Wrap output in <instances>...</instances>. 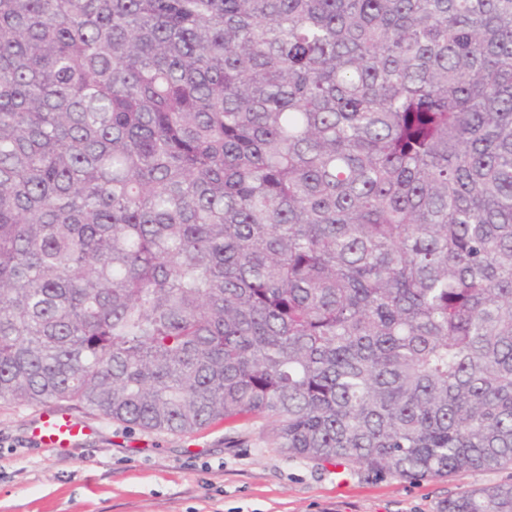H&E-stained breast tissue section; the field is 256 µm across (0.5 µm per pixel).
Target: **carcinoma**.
<instances>
[{
    "label": "carcinoma",
    "instance_id": "carcinoma-1",
    "mask_svg": "<svg viewBox=\"0 0 512 512\" xmlns=\"http://www.w3.org/2000/svg\"><path fill=\"white\" fill-rule=\"evenodd\" d=\"M2 402L512 468V0H0Z\"/></svg>",
    "mask_w": 512,
    "mask_h": 512
}]
</instances>
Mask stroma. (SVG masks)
I'll return each mask as SVG.
<instances>
[{"instance_id": "stroma-1", "label": "stroma", "mask_w": 512, "mask_h": 512, "mask_svg": "<svg viewBox=\"0 0 512 512\" xmlns=\"http://www.w3.org/2000/svg\"><path fill=\"white\" fill-rule=\"evenodd\" d=\"M41 414L0 404V512H440L461 490L512 483L511 469L409 480L291 459L268 418L155 434L77 409L86 436L45 448Z\"/></svg>"}]
</instances>
